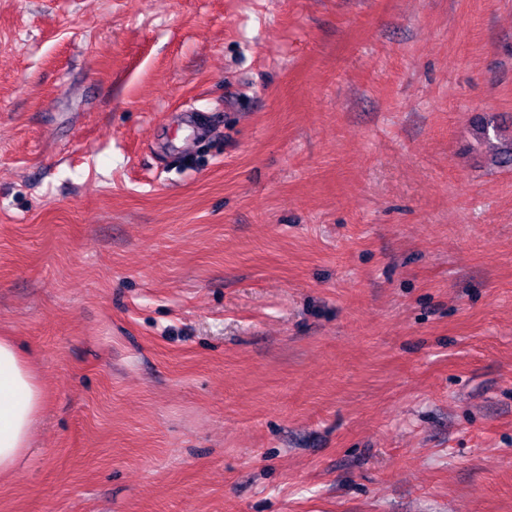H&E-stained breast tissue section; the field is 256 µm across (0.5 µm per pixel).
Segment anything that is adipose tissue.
Listing matches in <instances>:
<instances>
[{"mask_svg": "<svg viewBox=\"0 0 512 512\" xmlns=\"http://www.w3.org/2000/svg\"><path fill=\"white\" fill-rule=\"evenodd\" d=\"M44 404L45 392L29 357L12 338H0L1 477L18 471Z\"/></svg>", "mask_w": 512, "mask_h": 512, "instance_id": "obj_1", "label": "adipose tissue"}]
</instances>
